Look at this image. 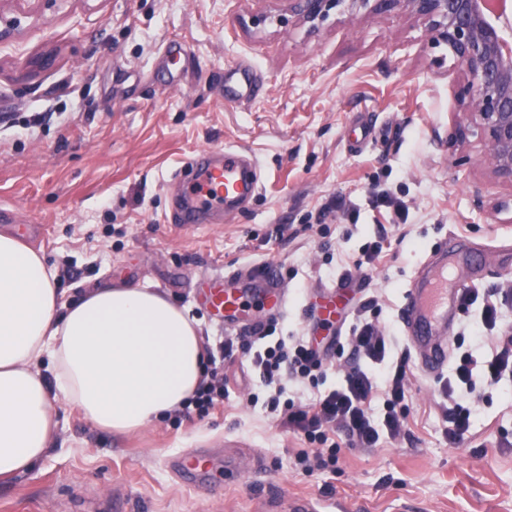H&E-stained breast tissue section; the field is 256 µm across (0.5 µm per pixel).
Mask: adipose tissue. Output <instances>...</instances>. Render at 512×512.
Here are the masks:
<instances>
[{"instance_id": "1", "label": "adipose tissue", "mask_w": 512, "mask_h": 512, "mask_svg": "<svg viewBox=\"0 0 512 512\" xmlns=\"http://www.w3.org/2000/svg\"><path fill=\"white\" fill-rule=\"evenodd\" d=\"M204 364L199 322L163 293L104 284L64 305L40 252L0 234V478L48 455L57 399L123 433L181 408Z\"/></svg>"}]
</instances>
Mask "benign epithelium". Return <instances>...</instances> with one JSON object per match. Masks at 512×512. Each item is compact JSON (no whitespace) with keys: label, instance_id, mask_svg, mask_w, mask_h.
Instances as JSON below:
<instances>
[{"label":"benign epithelium","instance_id":"benign-epithelium-1","mask_svg":"<svg viewBox=\"0 0 512 512\" xmlns=\"http://www.w3.org/2000/svg\"><path fill=\"white\" fill-rule=\"evenodd\" d=\"M298 22L317 27L331 12L404 11L448 48L464 72L455 113L458 140L479 138L492 178L512 185V0H285Z\"/></svg>","mask_w":512,"mask_h":512}]
</instances>
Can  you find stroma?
<instances>
[{"instance_id":"1","label":"stroma","mask_w":512,"mask_h":512,"mask_svg":"<svg viewBox=\"0 0 512 512\" xmlns=\"http://www.w3.org/2000/svg\"><path fill=\"white\" fill-rule=\"evenodd\" d=\"M182 42L188 72L163 54ZM248 64L259 94L225 102L216 79ZM460 69L423 26L391 12L332 13L318 30L282 0H0V234L42 250L64 304L109 282L168 295L201 325L231 388L201 417L163 418L118 436L55 405V447L26 473L0 482V512H261L265 497H312L335 512H512V375L459 399L468 433L449 441L438 390L410 358L408 427L361 448L337 432L336 465L303 469L316 446L286 432L249 394H263L249 355L225 358L228 330L202 305L225 273L277 265L287 311L280 336L335 335L317 322L325 291L342 286L351 308L390 327L409 348L399 310L422 265L451 236L479 244L459 278L479 300L512 294V186L488 174L478 141L458 146ZM255 158L258 194L216 223L176 231V175L204 148ZM388 192L391 203L377 202ZM335 199L342 210L325 211ZM405 212L397 214L394 205ZM291 233L276 238L275 227ZM386 230L384 257L360 266ZM480 307L462 306L451 356L490 355L477 340ZM209 467L202 485L177 463Z\"/></svg>"}]
</instances>
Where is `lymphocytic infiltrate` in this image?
<instances>
[{
	"label": "lymphocytic infiltrate",
	"mask_w": 512,
	"mask_h": 512,
	"mask_svg": "<svg viewBox=\"0 0 512 512\" xmlns=\"http://www.w3.org/2000/svg\"><path fill=\"white\" fill-rule=\"evenodd\" d=\"M355 323L344 342L355 361L343 376L339 386L321 395L312 405L282 409L281 400L289 387H302L318 382L325 374L324 359L318 349L302 336L292 339L273 338L271 327L264 326L247 336L250 364L269 390L265 406L276 414L279 424L290 431L303 434L312 443L326 444L329 434L341 430L359 447H374L381 434L400 436L405 419L397 407L404 400L408 381L407 362L389 363L388 358L397 341L364 310L353 314ZM473 360L461 355L451 379L439 390V407L451 427L450 439L469 432L471 413L459 405L456 394L472 386ZM382 395L385 410L382 423H375L371 402Z\"/></svg>",
	"instance_id": "lymphocytic-infiltrate-1"
}]
</instances>
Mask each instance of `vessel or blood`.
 <instances>
[{"instance_id":"obj_1","label":"vessel or blood","mask_w":512,"mask_h":512,"mask_svg":"<svg viewBox=\"0 0 512 512\" xmlns=\"http://www.w3.org/2000/svg\"><path fill=\"white\" fill-rule=\"evenodd\" d=\"M180 188L172 205L178 229L189 230L210 223L213 215L233 205H245L259 187V169L253 159L236 148L203 149L192 155L179 174ZM447 257L429 262L422 276L406 292L400 320L422 368L440 371L448 361V342L438 335L447 328L464 285L448 267ZM279 270L266 266L237 288H215L205 296L207 308L235 321L245 298L260 300L262 309L275 316L285 312L286 297L279 288ZM346 303L342 291L327 292L315 315L328 321L339 316Z\"/></svg>"}]
</instances>
